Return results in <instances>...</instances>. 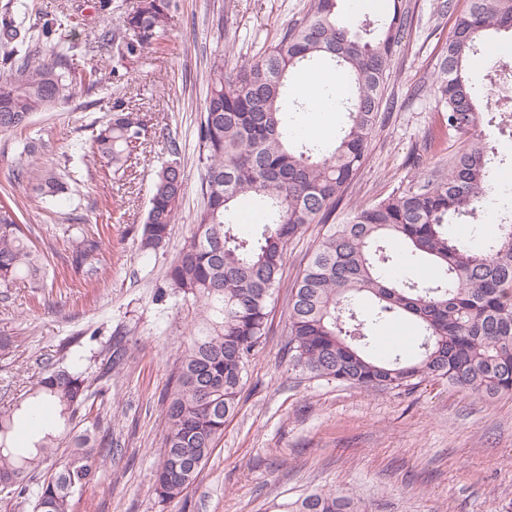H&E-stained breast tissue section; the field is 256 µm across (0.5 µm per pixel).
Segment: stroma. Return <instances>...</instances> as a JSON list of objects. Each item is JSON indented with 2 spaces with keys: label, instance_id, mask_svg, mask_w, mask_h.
I'll use <instances>...</instances> for the list:
<instances>
[{
  "label": "stroma",
  "instance_id": "stroma-1",
  "mask_svg": "<svg viewBox=\"0 0 512 512\" xmlns=\"http://www.w3.org/2000/svg\"><path fill=\"white\" fill-rule=\"evenodd\" d=\"M95 0H34L31 26L60 12L81 16L74 39L86 46L80 62L109 72L110 46L93 32L111 27L139 0H112L102 14ZM411 20L401 32L387 94L393 106L377 126L366 163L344 195L372 203L407 188L418 173L446 165V149H428L440 130L442 107L423 85L438 68L454 17L439 0H406ZM309 0H178L163 39L147 46L128 77L92 91H77L53 111L32 116L22 131L0 133V201L11 204L32 246L46 260L39 287L19 284L0 300V406L34 384L46 362L81 354L97 394L80 410L71 435L107 436L112 448L96 481L75 493L70 512H275L277 504L316 490L354 496L364 512H512V394L492 399L427 380L410 391H365L314 380L288 364V285L323 233L305 227L288 248L283 286L274 295L269 334L250 362L235 413L197 481L179 500L160 503L153 490L162 456L164 396L171 388L199 318L194 301L158 305L153 294L171 258L191 234L202 204L195 130L207 93L214 53L233 52L245 63L300 21ZM124 100L147 126L146 140L122 172L80 161L83 180L60 206L42 203L13 179L25 162L26 141L41 159L64 162L73 142L90 135L114 100ZM178 134L185 195L169 242L146 259L139 229L149 205L154 173L167 162L169 134ZM70 224H84L101 239V270L87 282L70 264ZM127 340L120 370L105 373L110 340Z\"/></svg>",
  "mask_w": 512,
  "mask_h": 512
}]
</instances>
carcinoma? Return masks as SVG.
I'll return each mask as SVG.
<instances>
[{
  "instance_id": "1",
  "label": "carcinoma",
  "mask_w": 512,
  "mask_h": 512,
  "mask_svg": "<svg viewBox=\"0 0 512 512\" xmlns=\"http://www.w3.org/2000/svg\"><path fill=\"white\" fill-rule=\"evenodd\" d=\"M338 0H310L304 18L283 29L254 59L224 70V54L210 59L204 110L196 128L203 203L194 231L170 262L155 301L181 297L201 303L200 322L189 331L180 373L164 408L166 435L154 492L163 504L183 497L195 483L234 413L246 368L264 344L269 307L281 287L288 245L308 224L325 231L302 274L288 292V361L313 379L365 390H413L429 379L482 397L512 393V219H500L495 236L481 243L462 238L452 225L477 218L494 189L492 147L478 131L477 88L485 76L471 58L500 31H512V0H468L456 13L429 91L444 108L445 127L459 148L448 171L418 180L387 198L350 207L340 223L336 208L367 158V145L381 119L393 66V48L409 10L391 0L386 17L364 19L353 31L338 18ZM175 0H139L99 39L115 48L110 76L121 80L153 41L165 36ZM27 0L0 8V41L12 46L0 78V133L22 130L36 112L53 109L75 86L88 91L103 82L92 66H74L73 46L63 31L78 17H51L34 34L19 21ZM331 64L351 85L348 123L336 144H293L288 95L296 71ZM145 125L125 104L75 145L120 170L131 159ZM31 156L14 181L57 204L77 183L69 169ZM152 182L140 249L148 257L164 250L184 193L180 146ZM74 229L67 228V231ZM72 262L91 278L98 272L101 241L77 228ZM430 269L426 278L392 279L391 245ZM45 275L15 211L0 205V288L37 285ZM404 317L418 329L419 353H382L375 330ZM123 338H112L106 372L123 364ZM92 397L76 363L54 365L21 397L0 408V485L35 499V512H69L77 490L92 484L104 460L106 437L73 438L56 470L36 485L34 474L51 458L78 410ZM33 420L35 433L16 442L19 425ZM283 512H360L354 497L332 490L283 504Z\"/></svg>"
}]
</instances>
